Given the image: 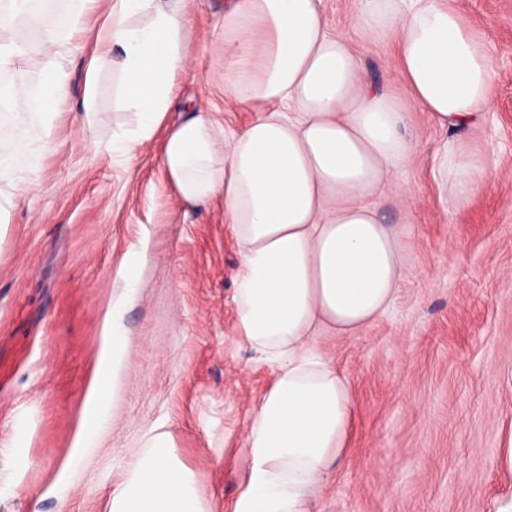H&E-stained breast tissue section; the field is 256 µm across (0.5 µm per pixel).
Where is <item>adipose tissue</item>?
Returning a JSON list of instances; mask_svg holds the SVG:
<instances>
[{
    "label": "adipose tissue",
    "instance_id": "adipose-tissue-1",
    "mask_svg": "<svg viewBox=\"0 0 512 512\" xmlns=\"http://www.w3.org/2000/svg\"><path fill=\"white\" fill-rule=\"evenodd\" d=\"M189 2L76 0L20 46L8 31L27 15L28 0H7L0 7V71L31 50L48 64L38 91L13 89L23 110L0 124L11 138L10 150L0 152V182L18 179L20 160L35 156V126L67 96L53 56L82 32L89 13L105 9L87 83L96 85L100 69L111 66L117 103L136 117L112 144L131 156L162 136L161 165L182 199L223 197L241 257L238 331L272 369V386L247 428L231 512H310L312 496L346 457L355 414L348 378L316 341L355 335L394 303L404 253L378 201L416 146L403 131V105L374 88L348 40L329 32L321 0H235L226 7L223 44L232 62L224 68V94L255 119L227 141L201 108L164 130L189 74ZM353 23L368 41H394L399 80L441 127L465 130L490 108L496 71L487 39L447 0H361ZM439 170L449 201H465L479 174L465 152L442 156ZM124 342L113 332L96 367L82 436L102 422ZM110 512L209 507L174 445L157 438L113 494Z\"/></svg>",
    "mask_w": 512,
    "mask_h": 512
}]
</instances>
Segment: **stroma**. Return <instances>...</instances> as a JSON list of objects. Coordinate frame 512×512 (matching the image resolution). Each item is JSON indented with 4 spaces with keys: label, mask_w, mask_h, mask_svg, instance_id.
Here are the masks:
<instances>
[{
    "label": "stroma",
    "mask_w": 512,
    "mask_h": 512,
    "mask_svg": "<svg viewBox=\"0 0 512 512\" xmlns=\"http://www.w3.org/2000/svg\"><path fill=\"white\" fill-rule=\"evenodd\" d=\"M225 0H192V78L166 116L177 126L209 107L232 137L252 120L224 97ZM488 33L496 61L490 112L450 133L413 104L391 43L353 29L358 0H323L370 81L407 104L417 153L380 212L400 230L407 272L394 305L319 349L348 375L356 415L346 461L312 512H495L512 498L496 460L512 443V0H452ZM103 13L60 48L68 102L52 118L35 185L0 182V512H109L114 491L154 436L228 512L241 451L270 370L241 339L234 301L240 257L224 201L184 202L159 163V141L128 157L112 134L130 127L103 67L85 127L86 64ZM464 145L483 172L471 198L448 201L437 163ZM137 273L128 288L122 269ZM126 338L106 420L77 442L107 328Z\"/></svg>",
    "instance_id": "obj_1"
}]
</instances>
